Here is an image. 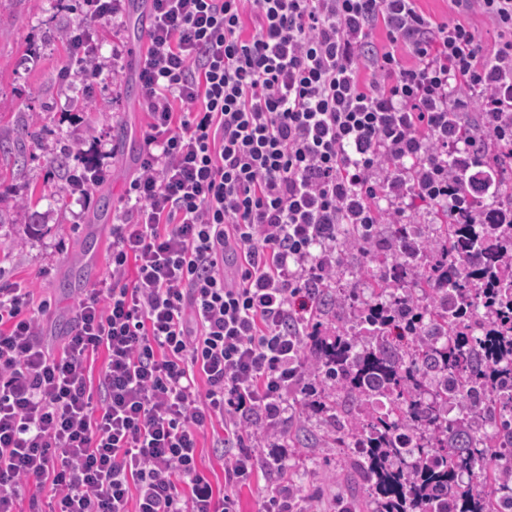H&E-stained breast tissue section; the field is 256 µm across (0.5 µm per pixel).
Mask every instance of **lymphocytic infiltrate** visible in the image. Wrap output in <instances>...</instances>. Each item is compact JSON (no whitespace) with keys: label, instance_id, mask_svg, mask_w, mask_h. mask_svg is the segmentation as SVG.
<instances>
[{"label":"lymphocytic infiltrate","instance_id":"1","mask_svg":"<svg viewBox=\"0 0 512 512\" xmlns=\"http://www.w3.org/2000/svg\"><path fill=\"white\" fill-rule=\"evenodd\" d=\"M148 2L150 122L109 278L57 351L47 302L0 287V512L32 488L50 489L49 512H236L254 442L288 421L341 226L401 223L416 189L447 202L459 165L475 167L449 113L512 116V0H453L451 22L415 0ZM475 9L500 29L493 58L462 19ZM218 426L221 497L197 457ZM267 476L259 512H294L279 458Z\"/></svg>","mask_w":512,"mask_h":512}]
</instances>
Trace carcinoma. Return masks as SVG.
<instances>
[{"label": "carcinoma", "instance_id": "1", "mask_svg": "<svg viewBox=\"0 0 512 512\" xmlns=\"http://www.w3.org/2000/svg\"><path fill=\"white\" fill-rule=\"evenodd\" d=\"M460 140L477 139L457 113ZM494 192L465 209L434 211L435 235L386 225L391 268L354 288L323 293L302 346L311 384L343 393L307 419L329 423L363 481L370 512H512V152L484 149ZM343 248L366 260L379 225L347 224ZM461 402L455 420L448 400Z\"/></svg>", "mask_w": 512, "mask_h": 512}]
</instances>
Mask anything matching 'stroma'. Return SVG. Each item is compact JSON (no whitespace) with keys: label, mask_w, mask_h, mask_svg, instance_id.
<instances>
[{"label":"stroma","mask_w":512,"mask_h":512,"mask_svg":"<svg viewBox=\"0 0 512 512\" xmlns=\"http://www.w3.org/2000/svg\"><path fill=\"white\" fill-rule=\"evenodd\" d=\"M150 24L145 0H126L122 25L92 23L81 0H0V286L22 283L51 303L43 332L59 348L73 325L78 300L110 271L112 222L138 167L148 116L137 79L135 39ZM86 30L87 47L101 62L124 51L119 76L90 84L61 81L68 61L64 29ZM95 150L103 181L95 197L107 211H82L70 196L67 169L81 168ZM47 225L32 239L23 230L32 214ZM312 397L303 385L287 395L292 420L281 449L259 440L262 457L278 455L297 499L308 512H367L356 475L323 427L306 419Z\"/></svg>","instance_id":"35a3bbf8"}]
</instances>
